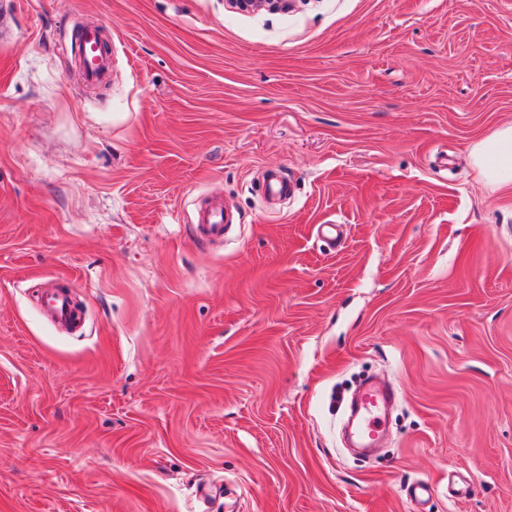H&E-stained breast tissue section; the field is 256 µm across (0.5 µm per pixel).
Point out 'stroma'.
<instances>
[{
  "label": "stroma",
  "mask_w": 512,
  "mask_h": 512,
  "mask_svg": "<svg viewBox=\"0 0 512 512\" xmlns=\"http://www.w3.org/2000/svg\"><path fill=\"white\" fill-rule=\"evenodd\" d=\"M0 25V512H512V186L471 159L512 124V0H0ZM203 196L235 209L223 246L192 236ZM366 375L397 399L360 460L338 393ZM83 44V71L89 83L99 81L112 65V56L104 55L98 44L99 33L96 29H87L81 36ZM49 309L53 319L60 325H69L80 319L72 306L68 293H53L49 300Z\"/></svg>",
  "instance_id": "35a3bbf8"
}]
</instances>
